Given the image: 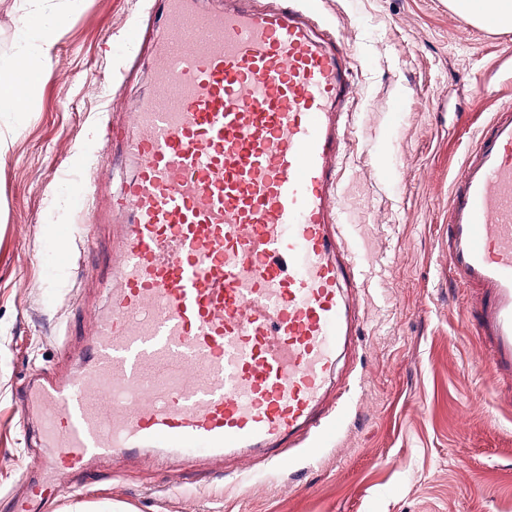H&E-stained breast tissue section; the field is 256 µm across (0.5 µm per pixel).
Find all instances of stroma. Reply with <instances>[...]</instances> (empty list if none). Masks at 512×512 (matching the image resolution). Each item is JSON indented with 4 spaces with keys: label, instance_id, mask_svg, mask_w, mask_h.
Instances as JSON below:
<instances>
[{
    "label": "stroma",
    "instance_id": "stroma-1",
    "mask_svg": "<svg viewBox=\"0 0 512 512\" xmlns=\"http://www.w3.org/2000/svg\"><path fill=\"white\" fill-rule=\"evenodd\" d=\"M346 45L355 95L341 190L347 239L366 274L362 333L339 365L354 392L316 458L217 464L144 450L87 465L91 490L53 492L43 512H512V406L500 402L464 293L448 285V192L472 135L512 100V31L448 0H306ZM158 0H81L40 89L0 157V512L43 474L26 464L30 375L67 374L107 308L112 174L128 175L135 114L160 91L142 37ZM106 172L92 238L69 252L54 228L85 221L84 175Z\"/></svg>",
    "mask_w": 512,
    "mask_h": 512
}]
</instances>
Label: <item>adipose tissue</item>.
I'll use <instances>...</instances> for the list:
<instances>
[{
  "instance_id": "obj_1",
  "label": "adipose tissue",
  "mask_w": 512,
  "mask_h": 512,
  "mask_svg": "<svg viewBox=\"0 0 512 512\" xmlns=\"http://www.w3.org/2000/svg\"><path fill=\"white\" fill-rule=\"evenodd\" d=\"M77 0H13V54L0 58V114L16 116L32 111L41 79L52 74V55L67 10ZM451 8L491 29L512 27V0H450Z\"/></svg>"
}]
</instances>
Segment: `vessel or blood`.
I'll list each match as a JSON object with an SVG mask.
<instances>
[{
  "mask_svg": "<svg viewBox=\"0 0 512 512\" xmlns=\"http://www.w3.org/2000/svg\"><path fill=\"white\" fill-rule=\"evenodd\" d=\"M162 88L112 204L110 302L65 378L22 397L30 468L68 483L145 448L286 461L344 423L325 404L360 320L340 177L355 85L343 42L293 0H163ZM448 280L493 380L512 387V101L479 128L448 201Z\"/></svg>",
  "mask_w": 512,
  "mask_h": 512,
  "instance_id": "b4317fda",
  "label": "vessel or blood"
}]
</instances>
